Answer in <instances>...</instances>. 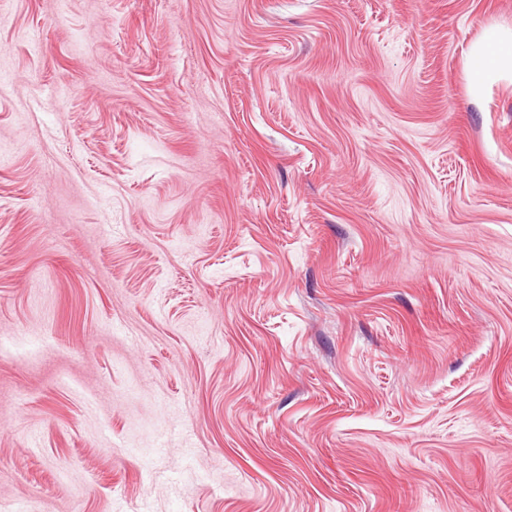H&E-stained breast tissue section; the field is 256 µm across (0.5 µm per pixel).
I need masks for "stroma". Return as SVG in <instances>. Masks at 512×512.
<instances>
[{"instance_id": "1", "label": "stroma", "mask_w": 512, "mask_h": 512, "mask_svg": "<svg viewBox=\"0 0 512 512\" xmlns=\"http://www.w3.org/2000/svg\"><path fill=\"white\" fill-rule=\"evenodd\" d=\"M512 0H0V512H512ZM512 64V44L504 46L483 47L473 57L471 70L474 74V85L480 86L485 77L492 71Z\"/></svg>"}]
</instances>
